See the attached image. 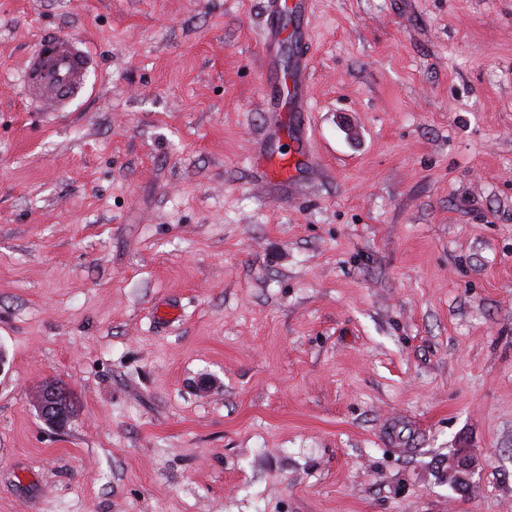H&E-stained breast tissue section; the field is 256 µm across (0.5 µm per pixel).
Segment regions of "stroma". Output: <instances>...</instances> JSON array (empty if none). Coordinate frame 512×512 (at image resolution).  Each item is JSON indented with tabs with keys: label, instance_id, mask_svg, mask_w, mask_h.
Listing matches in <instances>:
<instances>
[{
	"label": "stroma",
	"instance_id": "35a3bbf8",
	"mask_svg": "<svg viewBox=\"0 0 512 512\" xmlns=\"http://www.w3.org/2000/svg\"><path fill=\"white\" fill-rule=\"evenodd\" d=\"M265 3L0 0V512H512V0H310L302 131ZM92 65L93 57L81 40L41 38L25 62L19 84L31 101L59 116L84 91L85 76ZM64 392V388L58 383H49L36 396L37 409L41 417L58 429L64 428L70 418V407L64 401ZM448 482L460 489H468L471 486L469 458L460 456L448 463Z\"/></svg>",
	"mask_w": 512,
	"mask_h": 512
}]
</instances>
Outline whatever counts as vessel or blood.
I'll list each match as a JSON object with an SVG mask.
<instances>
[{"label":"vessel or blood","mask_w":512,"mask_h":512,"mask_svg":"<svg viewBox=\"0 0 512 512\" xmlns=\"http://www.w3.org/2000/svg\"><path fill=\"white\" fill-rule=\"evenodd\" d=\"M308 0H294L285 6L283 0H267L264 32L277 34L282 13H290L294 20L292 36L306 37V12ZM93 64V57L85 44L67 36H50L40 39L28 57L20 75L23 93L32 101L48 109L51 115L65 111L68 104L85 89V76ZM302 63H295L290 77L292 91L288 95V109L296 119L306 117L309 110L304 95Z\"/></svg>","instance_id":"obj_1"}]
</instances>
